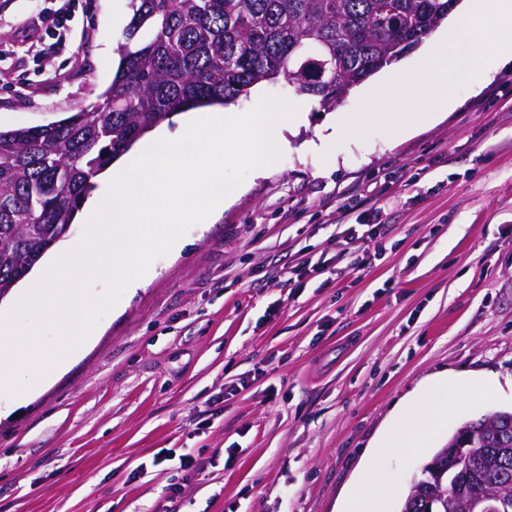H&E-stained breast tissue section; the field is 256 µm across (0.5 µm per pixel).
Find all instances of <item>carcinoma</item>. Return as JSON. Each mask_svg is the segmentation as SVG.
<instances>
[{"mask_svg":"<svg viewBox=\"0 0 512 512\" xmlns=\"http://www.w3.org/2000/svg\"><path fill=\"white\" fill-rule=\"evenodd\" d=\"M451 0H129L120 65L101 102L58 121L0 129V297L67 234L94 179L179 111L228 105L284 79L326 111L448 20ZM472 445L425 503L405 512H463L489 491L512 512V411L468 421L435 455Z\"/></svg>","mask_w":512,"mask_h":512,"instance_id":"carcinoma-1","label":"carcinoma"}]
</instances>
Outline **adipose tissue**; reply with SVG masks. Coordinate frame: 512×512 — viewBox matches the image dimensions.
Masks as SVG:
<instances>
[{"label": "adipose tissue", "instance_id": "1", "mask_svg": "<svg viewBox=\"0 0 512 512\" xmlns=\"http://www.w3.org/2000/svg\"><path fill=\"white\" fill-rule=\"evenodd\" d=\"M468 395V390L447 374L428 378L418 392L394 407L375 443L377 452L396 450L414 456L434 447L448 422L449 405ZM392 487L393 479L387 475L374 480L360 478L348 491L342 512H386Z\"/></svg>", "mask_w": 512, "mask_h": 512}]
</instances>
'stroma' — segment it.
I'll return each mask as SVG.
<instances>
[{"label": "stroma", "mask_w": 512, "mask_h": 512, "mask_svg": "<svg viewBox=\"0 0 512 512\" xmlns=\"http://www.w3.org/2000/svg\"><path fill=\"white\" fill-rule=\"evenodd\" d=\"M7 2L0 126L97 103L128 0H70L61 47L45 19L57 0ZM380 85L310 108L276 173L247 176L0 419V512H339L357 478L387 472L399 512L432 454L373 456L397 403L446 371L498 388L449 412L445 433L512 409V63L401 142L376 130L335 156L306 150ZM375 213L380 234L346 243L342 223Z\"/></svg>", "instance_id": "stroma-1"}]
</instances>
